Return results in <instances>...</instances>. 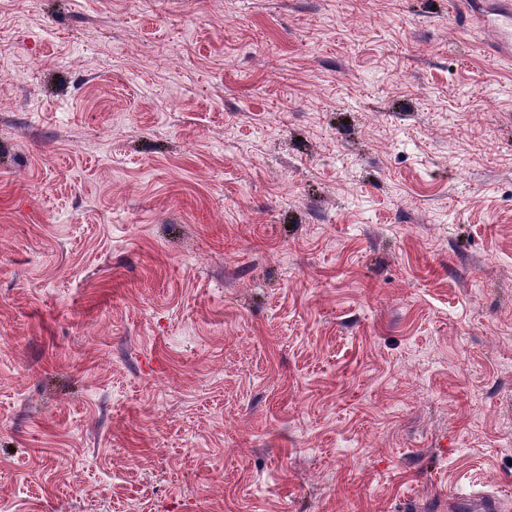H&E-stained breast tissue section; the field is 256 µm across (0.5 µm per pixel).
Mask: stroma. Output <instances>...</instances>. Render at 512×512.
<instances>
[{
    "mask_svg": "<svg viewBox=\"0 0 512 512\" xmlns=\"http://www.w3.org/2000/svg\"><path fill=\"white\" fill-rule=\"evenodd\" d=\"M469 2L0 0V512L512 500Z\"/></svg>",
    "mask_w": 512,
    "mask_h": 512,
    "instance_id": "1",
    "label": "stroma"
}]
</instances>
